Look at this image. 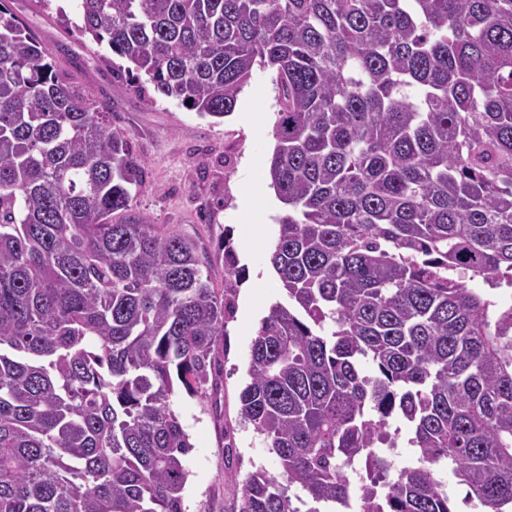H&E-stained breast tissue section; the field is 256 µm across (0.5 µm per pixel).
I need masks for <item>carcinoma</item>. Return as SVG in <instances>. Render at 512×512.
<instances>
[{"label": "carcinoma", "instance_id": "cac0c4a2", "mask_svg": "<svg viewBox=\"0 0 512 512\" xmlns=\"http://www.w3.org/2000/svg\"><path fill=\"white\" fill-rule=\"evenodd\" d=\"M57 21L202 117L275 71L268 253L287 303L241 418L279 468L237 512L512 508V0H74ZM144 163L0 7V512H183L175 384L206 393L224 304L196 245L131 212ZM373 373L363 374L364 363ZM401 419L420 450L386 482ZM443 479L448 484V497L450 499V506L453 503L454 507L459 512H481L486 508L482 507L476 498H471L470 503H466L465 499L468 498L469 489L466 485L460 484L458 479L454 476L450 469L445 470L442 474ZM465 498V499H464Z\"/></svg>", "mask_w": 512, "mask_h": 512}]
</instances>
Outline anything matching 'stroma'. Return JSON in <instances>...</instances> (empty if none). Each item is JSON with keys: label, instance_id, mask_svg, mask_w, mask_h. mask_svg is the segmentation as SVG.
Returning <instances> with one entry per match:
<instances>
[{"label": "stroma", "instance_id": "obj_1", "mask_svg": "<svg viewBox=\"0 0 512 512\" xmlns=\"http://www.w3.org/2000/svg\"><path fill=\"white\" fill-rule=\"evenodd\" d=\"M55 3L46 11L35 0H5L9 10L38 31L61 65L73 60L82 64L85 90L106 102L114 125L127 132L145 169L131 203L133 212L194 239L214 286L225 290L215 383L203 395L178 390L173 407L192 444L185 458L189 477L184 512H230L249 472L278 469L261 437L242 420L238 399L249 380L251 339L270 307L285 298L267 262L282 212L268 192L267 167L279 110L274 73L254 68L231 116L203 118L178 101L157 97L152 85L129 89L100 58L90 55L89 38L58 24L56 7L72 10L71 0ZM253 224L267 227L254 245L246 239ZM227 243L242 270L230 289L224 286Z\"/></svg>", "mask_w": 512, "mask_h": 512}]
</instances>
